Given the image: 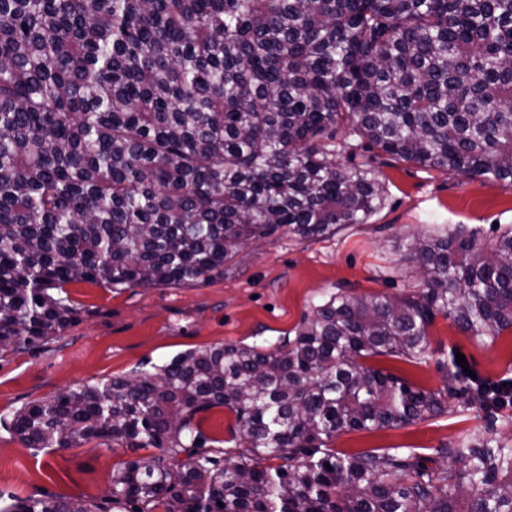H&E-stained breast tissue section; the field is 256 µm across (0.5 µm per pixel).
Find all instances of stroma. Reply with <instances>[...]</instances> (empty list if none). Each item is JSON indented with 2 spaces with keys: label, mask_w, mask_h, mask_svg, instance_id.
Listing matches in <instances>:
<instances>
[{
  "label": "stroma",
  "mask_w": 512,
  "mask_h": 512,
  "mask_svg": "<svg viewBox=\"0 0 512 512\" xmlns=\"http://www.w3.org/2000/svg\"><path fill=\"white\" fill-rule=\"evenodd\" d=\"M336 159L368 162L379 171L385 203L368 223L318 241L273 237L250 244L236 265L225 268L223 280L203 286L113 290L91 282L67 285L80 311L76 325L22 352L0 348V493L31 501L59 495L98 502L109 493L113 468L137 457L100 440L56 451L25 447L5 424L26 404L86 381L149 371L191 349L236 343L276 347L294 337L314 304L329 293L402 296L418 291L408 262L391 247L395 238L463 224L486 245L512 225L510 183L374 156L343 140ZM427 335L433 351L427 362L380 355L366 364L433 392L445 387L443 363L453 350L465 356L471 370L493 381L512 366L511 329L489 343L439 315ZM492 421L512 439V407L488 414L464 409L452 398L435 417L402 428L347 430L332 446L345 454L407 447L429 458L434 448L469 437Z\"/></svg>",
  "instance_id": "35a3bbf8"
}]
</instances>
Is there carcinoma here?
I'll return each instance as SVG.
<instances>
[{
    "mask_svg": "<svg viewBox=\"0 0 512 512\" xmlns=\"http://www.w3.org/2000/svg\"><path fill=\"white\" fill-rule=\"evenodd\" d=\"M356 148L512 181V0H0V347L78 321L64 287L202 285L281 231L320 240L384 205ZM422 291L314 306L273 350L220 344L87 381L18 411L28 448L90 440L158 452L112 469L98 512H512V442L487 428L435 454H341L344 429L399 428L464 394L456 359L427 392L363 359L423 363L440 314L512 330V227L411 235ZM224 406L235 446L195 424ZM223 506H218V503ZM0 512H93L14 499Z\"/></svg>",
    "mask_w": 512,
    "mask_h": 512,
    "instance_id": "carcinoma-1",
    "label": "carcinoma"
}]
</instances>
